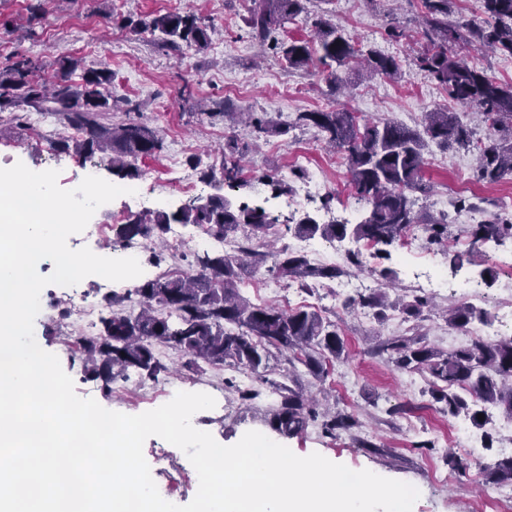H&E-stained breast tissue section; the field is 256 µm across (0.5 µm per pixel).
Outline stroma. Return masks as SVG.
I'll return each instance as SVG.
<instances>
[{"label":"stroma","mask_w":512,"mask_h":512,"mask_svg":"<svg viewBox=\"0 0 512 512\" xmlns=\"http://www.w3.org/2000/svg\"><path fill=\"white\" fill-rule=\"evenodd\" d=\"M38 5L42 19L36 37L19 34L25 25L31 5ZM202 6L212 18L218 33L211 45L202 51L187 48L183 53L158 49L149 34L133 30L132 21L146 20L169 10H186ZM250 0H0V68L8 61L24 56L39 61L45 74L56 72L57 62L67 57L78 60L79 67L70 73L72 82H79L83 70L106 68L113 74L112 93L127 97L139 105L141 121L159 130L164 138L162 157L142 158L141 171L131 184L134 195H123L112 203L108 213L93 215L92 221L107 227L103 243L87 245L84 239L70 241L73 249L90 247L97 255L121 254L123 240L115 233L114 214L124 218L146 211H173L190 198L224 194L232 202L246 198L263 201L274 215L311 214L325 222L319 195L302 197L296 206H289L287 195H273L258 179L269 176L288 180L296 168H304L308 178L323 182L325 192L334 195L332 210L337 218L350 212H366L349 185L348 173L341 158L324 147L316 129L296 127L288 134L268 137L244 161V173L253 186L244 191L227 186H214L195 181L192 193L159 189L154 179L161 172L166 158L176 157L181 170H188L187 159L195 155L203 163H218L230 137L246 138L245 129H233L223 121L193 114L187 95L208 104L223 103L239 109L270 113L279 120H290L297 113L325 108L333 95L324 76L311 75L302 69L287 67L275 55L269 43H262L247 34L246 19ZM423 7L420 0H307L305 9L283 29L276 31L279 39H313L314 23L328 18L362 47L390 55L402 64V74L394 79L372 78L365 72L354 76V88L347 98L349 107L359 120L382 122L394 119L407 125L419 122L423 112L445 109L458 112L463 122H472L470 109L458 107L447 94L412 64L421 51ZM400 30L398 40H390L388 29ZM13 107L0 108V158L21 162L30 168L58 171V184L70 188L83 177L84 161L74 153L56 151L52 143L63 136L64 128L53 116L44 115L41 134H34L29 125L13 121ZM423 179L430 185L429 193L418 195L417 210L424 215L447 214L453 235L468 236L472 225L494 215L512 217L506 207L512 198V181L480 184L473 180L476 158L465 148L446 149L428 144L424 150ZM477 196L484 203L477 212H454L452 203L461 197ZM470 263L452 271L447 256L426 241H418L414 253V273H407L399 250H392L390 259H369V271L348 268L342 283L370 282L380 287L378 269L396 271L399 293L418 294L420 276L431 266H438L447 284L441 293L433 294L434 313L426 320L395 322L392 318L377 320L372 312H346L335 295L334 283H316L306 289L278 281V294L273 303L291 305L319 312L335 321L343 332L345 352L327 377L306 374L303 367H292L284 357L270 358L264 377L253 380L259 393L251 401L241 400L235 387L241 384L237 368L212 366L206 363L188 365L180 352L159 345L155 351L173 372L167 383L184 392H205L216 400L214 408L198 416L199 430L210 433L225 446L235 444L246 432L255 430L271 440H283L296 455L317 452L348 468L370 470L382 477L405 482L419 489L420 496L413 512H491L484 505V475L475 465L455 476L453 484L437 483L433 475L451 470V458L457 450L450 438L457 424L448 417L430 395L432 378L428 372L396 369L377 354V346L392 336H415L424 344L449 351L457 347V329L448 325L442 315L448 305L459 302L458 280L478 282L484 296V309L494 324L505 319L500 289L508 271L512 270V239L501 243L478 245L470 254ZM492 268L496 275L493 286L480 285V274ZM35 328L40 333L41 347L55 354L63 370L72 378L76 393L94 398L105 409L129 415L155 409L168 402L164 384L148 387L142 400H129L123 395L125 379H117L111 395H104L99 381L89 378L80 363L71 361L64 348V338L57 326L49 322L48 308H41ZM299 385L315 400H327L334 411L352 415L357 427L342 431L336 437L325 436L318 425H310L303 433L280 438L270 424V407L275 401L271 383ZM144 456L161 496L174 504L192 501L198 489L197 473L186 455L160 437H149Z\"/></svg>","instance_id":"1"}]
</instances>
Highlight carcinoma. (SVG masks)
<instances>
[{
	"mask_svg": "<svg viewBox=\"0 0 512 512\" xmlns=\"http://www.w3.org/2000/svg\"><path fill=\"white\" fill-rule=\"evenodd\" d=\"M482 18L466 27L467 40L479 51L498 52L512 57V0H479ZM246 20L249 34L266 41L278 27L305 9L303 0H251ZM426 47L413 64L464 107L476 108L488 134L479 148L472 177L482 183L496 184L512 180V83H501L484 70L448 53V44L461 39L460 26L448 22V0H423ZM317 44L303 39L274 42L288 67L313 69L327 73L335 87L346 79L338 74L358 61L371 76L395 78L402 65L392 56L358 49L352 40L327 18L316 20ZM154 42L168 51L183 47L203 50L212 43L216 28L193 9L156 15L139 23ZM54 80L37 76L38 64L21 59L0 70V105L24 104L48 112L74 134L53 142L60 151L83 156L98 153L110 158L112 172L121 178L139 175L135 161L140 157L160 156L162 136L148 125L127 119L106 123L101 113L117 111L125 115L138 111L128 100L112 96V72L92 69L73 84L69 74L77 61H58ZM231 126L243 125L252 139L288 133V127H312L329 146L341 151L346 160L350 183L358 200L367 204V213L351 224L347 221L321 224L308 214L281 221L257 201L235 205L221 194L192 199L174 211H156L136 215L119 225L116 234L126 242L142 239L151 244L148 262L159 264L156 242L163 241L172 224H192L205 234L222 238H241L232 253H194L190 268L181 275L160 274L124 293L112 292L108 298L111 312L100 319L97 335L86 338L79 358L91 378L101 382L104 395L112 394V382L130 371L143 381H157L170 368L155 353L164 345L189 357L194 365L201 360L209 365L248 368L253 372L266 367L272 350L286 352L291 362H298L320 375L324 364L341 358L345 341L339 327L319 313L306 309L285 310L274 304H255L240 292L243 277L253 274L266 263L265 254L253 248V241L286 234L298 239L316 236L329 241L352 235L375 248L374 256L388 259L390 248L401 238L409 224H423L429 240L441 243L448 233V215L426 218L414 210L413 193L429 192L423 181L424 153L427 142L447 147L457 144L469 148L473 131L457 113L446 110L425 112L419 123L410 127L399 121L359 123L354 113L344 107L299 112L292 123H281L262 112H208ZM248 144L233 142L221 165H208L200 171L202 181H221L231 188H249L242 177L237 156ZM472 241L500 242L512 237V218L496 216L474 226ZM277 277L304 286L309 279L336 278L339 269L311 264L306 254L285 246L273 254L269 267ZM378 275L383 287L351 296L343 308L374 310L399 309L409 318L420 319L431 306L426 296L410 300L389 299L385 287L396 279V272L383 268ZM135 302L140 310L125 308ZM489 313L467 304L448 311V325L468 330ZM377 351L402 370L425 368L434 378L432 397L443 404L448 416L462 417L476 428H483L491 418L486 406L499 408L512 421V337L493 342L481 338L467 346L443 352L413 338L393 336ZM279 401L272 411L270 424L280 435L289 437L304 431L319 413L314 402L300 387L274 386ZM483 418H478V415ZM321 429L329 436L353 423L342 414H325ZM490 484H512V457L488 466Z\"/></svg>",
	"mask_w": 512,
	"mask_h": 512,
	"instance_id": "obj_1",
	"label": "carcinoma"
}]
</instances>
